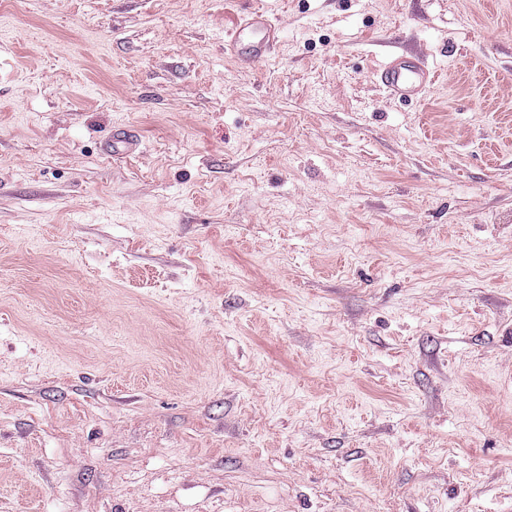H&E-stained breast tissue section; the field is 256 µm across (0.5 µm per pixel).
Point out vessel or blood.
<instances>
[{
	"label": "vessel or blood",
	"instance_id": "vessel-or-blood-1",
	"mask_svg": "<svg viewBox=\"0 0 512 512\" xmlns=\"http://www.w3.org/2000/svg\"><path fill=\"white\" fill-rule=\"evenodd\" d=\"M280 42V29L265 11L254 8L242 13L229 29L224 51L238 63L254 65L268 59ZM379 84L402 100L423 99L434 86L436 75L419 58L397 55L375 71Z\"/></svg>",
	"mask_w": 512,
	"mask_h": 512
}]
</instances>
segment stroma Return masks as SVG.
I'll list each match as a JSON object with an SVG mask.
<instances>
[{
  "label": "stroma",
  "instance_id": "stroma-1",
  "mask_svg": "<svg viewBox=\"0 0 512 512\" xmlns=\"http://www.w3.org/2000/svg\"><path fill=\"white\" fill-rule=\"evenodd\" d=\"M0 512H512V0H0ZM280 29L265 11L242 13L227 32L224 52L238 63L254 65L268 59L280 42ZM379 84L392 96L402 100H421L436 81L435 72L416 57L397 55L375 71Z\"/></svg>",
  "mask_w": 512,
  "mask_h": 512
}]
</instances>
